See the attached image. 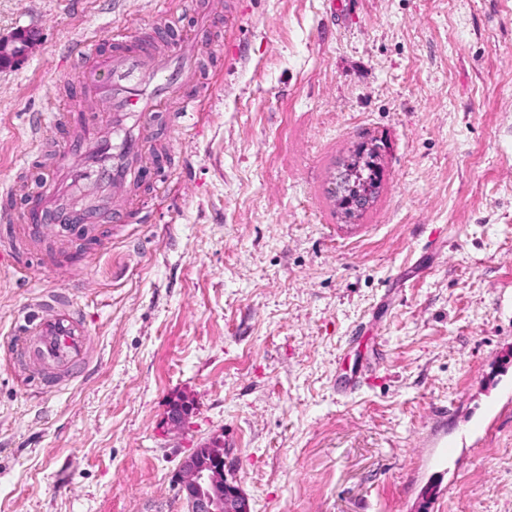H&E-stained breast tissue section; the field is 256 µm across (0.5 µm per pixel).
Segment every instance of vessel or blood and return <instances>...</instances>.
Masks as SVG:
<instances>
[{
    "label": "vessel or blood",
    "mask_w": 512,
    "mask_h": 512,
    "mask_svg": "<svg viewBox=\"0 0 512 512\" xmlns=\"http://www.w3.org/2000/svg\"><path fill=\"white\" fill-rule=\"evenodd\" d=\"M210 28L209 19L199 20L193 40L174 47L136 34L123 36L109 49L96 41L77 48L76 69L95 109L76 122L52 114L62 146L49 169L48 188L32 196L35 210L66 214L75 205L77 191L88 183L125 189L126 200H133V189L149 167L145 131L151 118L178 91L185 94L184 111L195 107L192 91L200 84L197 46L207 40ZM51 235L94 242L105 239L106 232L98 224L73 231L58 224H20L10 209L0 208V237L36 245ZM89 345L78 306L60 293L33 301L13 336L0 342V350L21 354L42 372L45 384L54 386L84 371Z\"/></svg>",
    "instance_id": "1"
}]
</instances>
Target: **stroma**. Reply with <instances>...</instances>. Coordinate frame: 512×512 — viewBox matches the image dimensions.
Masks as SVG:
<instances>
[{
	"mask_svg": "<svg viewBox=\"0 0 512 512\" xmlns=\"http://www.w3.org/2000/svg\"><path fill=\"white\" fill-rule=\"evenodd\" d=\"M202 13L209 90L153 123L143 222L0 264V338L47 291L91 336L55 387L0 360V512H184L215 436L253 512H512V0H0V34H43L0 71V186L40 191L33 122L92 110L70 48ZM359 151L347 165L342 181V203L339 208L347 218L358 217L366 208V204L374 202L379 184V167L377 154L373 148ZM346 203V204H344ZM362 204V205H361ZM192 411L193 403L190 400L179 399L171 407L165 423L170 429L180 430L187 425Z\"/></svg>",
	"mask_w": 512,
	"mask_h": 512,
	"instance_id": "stroma-1",
	"label": "stroma"
}]
</instances>
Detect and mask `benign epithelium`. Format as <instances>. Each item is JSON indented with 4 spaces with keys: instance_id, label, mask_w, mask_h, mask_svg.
I'll return each instance as SVG.
<instances>
[{
    "instance_id": "1",
    "label": "benign epithelium",
    "mask_w": 512,
    "mask_h": 512,
    "mask_svg": "<svg viewBox=\"0 0 512 512\" xmlns=\"http://www.w3.org/2000/svg\"><path fill=\"white\" fill-rule=\"evenodd\" d=\"M42 41L37 27H22L0 35V69H11L24 62ZM193 403L177 400L166 416L173 430L184 428L192 414ZM224 442L213 439L193 449L180 463L174 486L185 504V512H251L248 498L228 477Z\"/></svg>"
}]
</instances>
